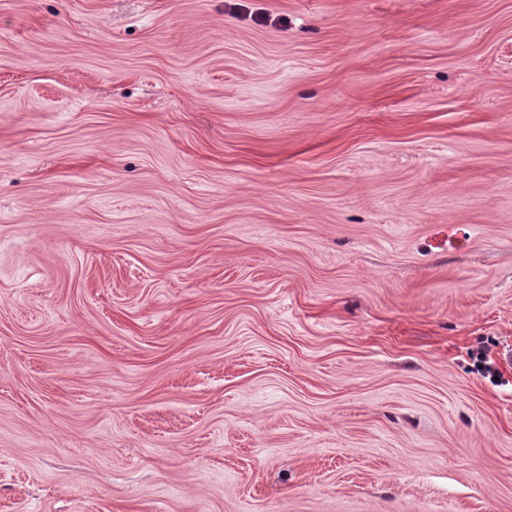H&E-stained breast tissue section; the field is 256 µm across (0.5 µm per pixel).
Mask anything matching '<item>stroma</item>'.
<instances>
[{
	"instance_id": "35a3bbf8",
	"label": "stroma",
	"mask_w": 512,
	"mask_h": 512,
	"mask_svg": "<svg viewBox=\"0 0 512 512\" xmlns=\"http://www.w3.org/2000/svg\"><path fill=\"white\" fill-rule=\"evenodd\" d=\"M0 512H512V0H0Z\"/></svg>"
}]
</instances>
